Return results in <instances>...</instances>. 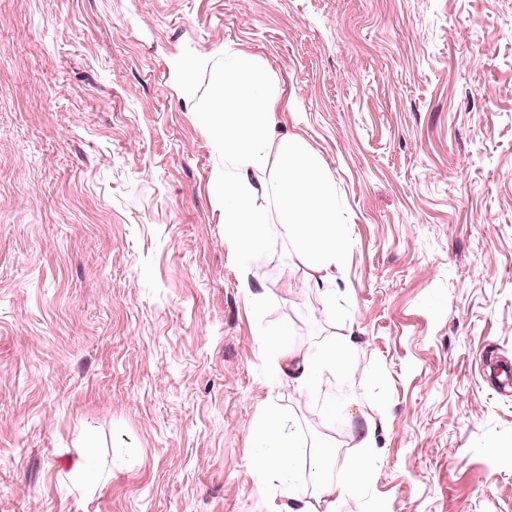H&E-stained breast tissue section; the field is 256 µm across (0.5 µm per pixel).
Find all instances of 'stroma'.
Listing matches in <instances>:
<instances>
[{
	"label": "stroma",
	"instance_id": "obj_1",
	"mask_svg": "<svg viewBox=\"0 0 512 512\" xmlns=\"http://www.w3.org/2000/svg\"><path fill=\"white\" fill-rule=\"evenodd\" d=\"M231 47L336 182L351 249L320 271L273 232L244 274L221 164L177 68ZM267 290L252 311L241 286ZM352 336L298 391L259 339ZM512 0H0V512H270L250 468L268 404L335 473L342 512H512ZM81 455L103 474H71Z\"/></svg>",
	"mask_w": 512,
	"mask_h": 512
}]
</instances>
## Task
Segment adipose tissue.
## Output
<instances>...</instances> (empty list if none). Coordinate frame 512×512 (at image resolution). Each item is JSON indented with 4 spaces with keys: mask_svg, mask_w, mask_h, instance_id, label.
Here are the masks:
<instances>
[{
    "mask_svg": "<svg viewBox=\"0 0 512 512\" xmlns=\"http://www.w3.org/2000/svg\"><path fill=\"white\" fill-rule=\"evenodd\" d=\"M197 66L210 69L197 115L224 157L215 187L224 208L227 250L243 269H250L263 257L272 230L280 229L312 268L323 271L325 295L335 301V271L342 267L351 241L331 173L299 135L277 133L275 114L283 104V92L253 55L228 50L220 64L200 57L195 65L182 67V81H189ZM269 148L274 151L270 158L265 155ZM263 348L271 379L287 376L297 389L310 392L325 372L350 366L355 346L345 336L302 354L287 348L280 338L267 337ZM376 433L371 422L359 429L357 462L339 480L331 468L334 438L308 444L288 413L268 407L252 432L251 463L261 482L275 481L282 487L273 512H336L337 501L371 476ZM305 470L317 481L312 497L294 488Z\"/></svg>",
    "mask_w": 512,
    "mask_h": 512,
    "instance_id": "ef3b65f1",
    "label": "adipose tissue"
}]
</instances>
